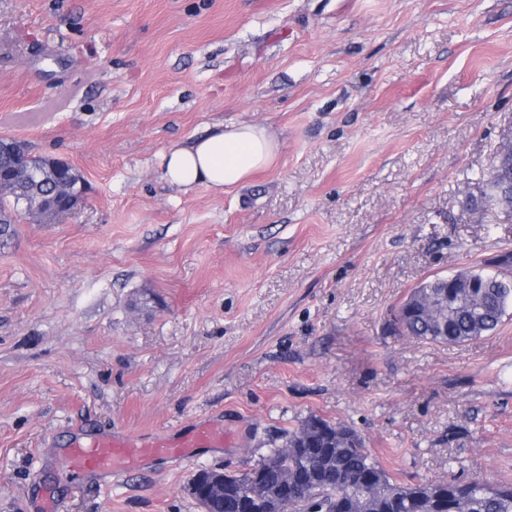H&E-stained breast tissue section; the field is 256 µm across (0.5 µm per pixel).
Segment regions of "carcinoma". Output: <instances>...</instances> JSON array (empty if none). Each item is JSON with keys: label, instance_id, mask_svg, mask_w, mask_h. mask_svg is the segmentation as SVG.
I'll use <instances>...</instances> for the list:
<instances>
[{"label": "carcinoma", "instance_id": "1", "mask_svg": "<svg viewBox=\"0 0 512 512\" xmlns=\"http://www.w3.org/2000/svg\"><path fill=\"white\" fill-rule=\"evenodd\" d=\"M18 141H0V170L18 167ZM46 188L23 173L0 196V224L22 207L48 224L56 215L33 207ZM512 204V147L492 167L480 204L496 209ZM497 271L471 269L437 277L414 288L391 314L388 328L411 338L440 344H459L494 333L512 310V253L499 256ZM288 455L269 450L250 471L224 470L222 493L210 496V512H243L241 500L254 499L277 487L288 474L301 476L290 488L302 512H512V485L491 484L477 476L465 482L419 481L401 484L371 458L355 430L318 416H309L286 433Z\"/></svg>", "mask_w": 512, "mask_h": 512}]
</instances>
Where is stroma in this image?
<instances>
[{"label":"stroma","mask_w":512,"mask_h":512,"mask_svg":"<svg viewBox=\"0 0 512 512\" xmlns=\"http://www.w3.org/2000/svg\"><path fill=\"white\" fill-rule=\"evenodd\" d=\"M255 123L279 155L186 191L164 155ZM512 134V0H0V139L81 175L0 225V512H201L316 415L401 483L512 482V314L462 344L392 333L413 288L512 251L466 186ZM231 436L76 477L80 431Z\"/></svg>","instance_id":"obj_1"}]
</instances>
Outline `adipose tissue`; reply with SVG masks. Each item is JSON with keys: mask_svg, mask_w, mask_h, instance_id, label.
<instances>
[{"mask_svg": "<svg viewBox=\"0 0 512 512\" xmlns=\"http://www.w3.org/2000/svg\"><path fill=\"white\" fill-rule=\"evenodd\" d=\"M278 153L279 145L266 128L249 123L223 125L167 152L163 176L185 189L202 185L221 193L270 166Z\"/></svg>", "mask_w": 512, "mask_h": 512, "instance_id": "ef3b65f1", "label": "adipose tissue"}]
</instances>
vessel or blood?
I'll return each instance as SVG.
<instances>
[{"label": "vessel or blood", "mask_w": 512, "mask_h": 512, "mask_svg": "<svg viewBox=\"0 0 512 512\" xmlns=\"http://www.w3.org/2000/svg\"><path fill=\"white\" fill-rule=\"evenodd\" d=\"M227 440L223 426L212 423L150 437L108 431L75 440L67 454L76 476L115 477L139 469L149 459L178 463L191 458L195 449L220 448Z\"/></svg>", "instance_id": "b4317fda"}]
</instances>
